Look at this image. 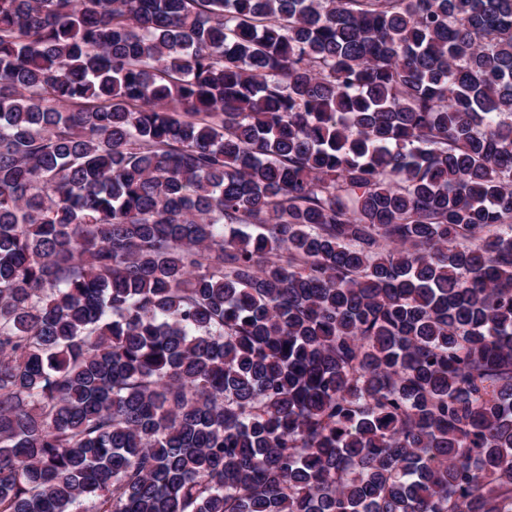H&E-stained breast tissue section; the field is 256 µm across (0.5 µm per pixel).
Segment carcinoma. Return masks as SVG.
Listing matches in <instances>:
<instances>
[{
	"label": "carcinoma",
	"mask_w": 512,
	"mask_h": 512,
	"mask_svg": "<svg viewBox=\"0 0 512 512\" xmlns=\"http://www.w3.org/2000/svg\"><path fill=\"white\" fill-rule=\"evenodd\" d=\"M512 512V0H0V512Z\"/></svg>",
	"instance_id": "cac0c4a2"
}]
</instances>
